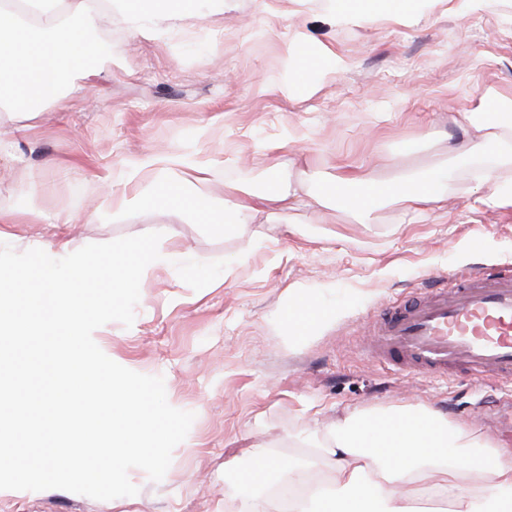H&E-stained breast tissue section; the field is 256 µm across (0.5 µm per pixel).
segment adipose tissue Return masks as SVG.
<instances>
[{"label":"adipose tissue","instance_id":"obj_1","mask_svg":"<svg viewBox=\"0 0 512 512\" xmlns=\"http://www.w3.org/2000/svg\"><path fill=\"white\" fill-rule=\"evenodd\" d=\"M417 0H336L342 18L366 19L378 11L397 18L413 13ZM137 27L163 32L197 10L198 0H104ZM452 123L463 132L449 153L465 158L497 145L512 152V99L486 94L481 106L459 112ZM190 180L144 182L142 201L172 205L205 197V170L188 167ZM448 168L437 163L423 172L393 180H375L358 167L340 164L316 195L318 219L347 201L362 220H370L385 203L416 209L438 201V187ZM239 223L258 213L287 216L304 198L281 188L254 193L232 188ZM320 455L279 459L268 448L253 454L254 477L230 473V512H512V448L490 445L438 411L413 404L389 411L359 412L336 420L315 438ZM300 485L304 491L281 504L275 490Z\"/></svg>","mask_w":512,"mask_h":512}]
</instances>
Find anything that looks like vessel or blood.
Listing matches in <instances>:
<instances>
[{
	"label": "vessel or blood",
	"mask_w": 512,
	"mask_h": 512,
	"mask_svg": "<svg viewBox=\"0 0 512 512\" xmlns=\"http://www.w3.org/2000/svg\"><path fill=\"white\" fill-rule=\"evenodd\" d=\"M377 358L512 387V267L460 275L393 304L376 322Z\"/></svg>",
	"instance_id": "b4317fda"
}]
</instances>
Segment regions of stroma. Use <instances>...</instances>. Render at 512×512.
I'll return each instance as SVG.
<instances>
[{
	"instance_id": "35a3bbf8",
	"label": "stroma",
	"mask_w": 512,
	"mask_h": 512,
	"mask_svg": "<svg viewBox=\"0 0 512 512\" xmlns=\"http://www.w3.org/2000/svg\"><path fill=\"white\" fill-rule=\"evenodd\" d=\"M91 19L112 55L87 92L22 124L0 112V211L36 217L18 225V252L59 219L75 250L161 232L166 260L143 274L133 325L105 324L97 344L163 377L169 404L195 420L161 481L130 470L136 495L1 490L0 512H224L225 462L249 467L257 448L285 459L339 416L404 403L512 445L500 419L512 395L493 381L391 366L369 348L373 321L394 302L443 277L512 265V206L494 204L475 178L495 149L464 161L447 152L458 133L449 114L475 110L490 90L512 97V0H419L404 20L354 21L332 0H202L149 38L119 10ZM301 41L342 65L316 90L287 95L285 58ZM180 156L208 170L211 220L152 203L113 212L111 191L134 195L140 159ZM340 158L378 179L446 162L445 200L420 219L388 203L368 223L340 203L318 223L314 195ZM274 182L306 207L219 231L235 218L225 186ZM292 300L336 318L291 342L279 313Z\"/></svg>"
}]
</instances>
